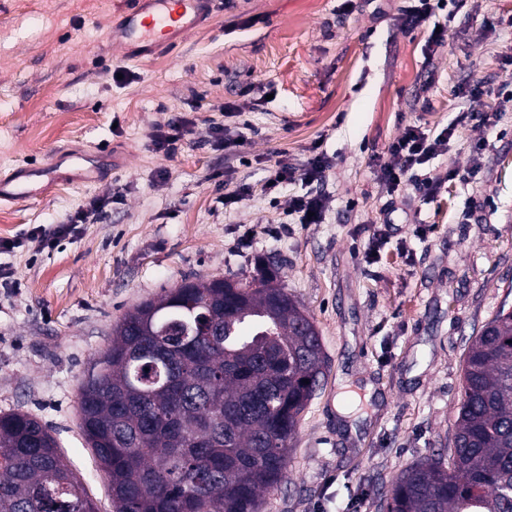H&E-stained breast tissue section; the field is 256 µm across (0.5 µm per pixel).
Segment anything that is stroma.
<instances>
[{
	"label": "stroma",
	"instance_id": "1",
	"mask_svg": "<svg viewBox=\"0 0 512 512\" xmlns=\"http://www.w3.org/2000/svg\"><path fill=\"white\" fill-rule=\"evenodd\" d=\"M130 0H0V177L60 154L101 164L98 182H61L35 201L0 203V254L20 283L0 289V413L46 424L100 512L108 482L78 426V388L140 302L183 279L248 281L258 261L314 320L327 355L320 389L290 442L288 480L262 512H381L391 481L431 449L452 445L468 343L501 305L512 306V0L437 12L447 43L424 56L428 31L339 0H230L156 52H122ZM481 85L489 123L462 118L461 87ZM234 108L235 117L224 115ZM191 123L179 150L156 153L153 134ZM458 132L425 176L443 177L422 202L414 183L388 205L374 160L404 127ZM246 126L240 154L215 149L214 124ZM481 153H473L475 144ZM334 157L321 185L324 223L290 225L308 184L264 183L279 156L313 146ZM250 187L224 211L225 172ZM121 194L97 224L40 250L25 242L93 198ZM392 235L376 263L363 257L374 225Z\"/></svg>",
	"mask_w": 512,
	"mask_h": 512
}]
</instances>
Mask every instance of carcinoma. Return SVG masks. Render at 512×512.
Instances as JSON below:
<instances>
[{"instance_id": "cac0c4a2", "label": "carcinoma", "mask_w": 512, "mask_h": 512, "mask_svg": "<svg viewBox=\"0 0 512 512\" xmlns=\"http://www.w3.org/2000/svg\"><path fill=\"white\" fill-rule=\"evenodd\" d=\"M79 388L114 512H261L320 389L319 330L269 274L183 280L139 303ZM309 383H303V380ZM384 512H512V311L465 354L453 446L408 466ZM0 512H98L31 414L0 415Z\"/></svg>"}]
</instances>
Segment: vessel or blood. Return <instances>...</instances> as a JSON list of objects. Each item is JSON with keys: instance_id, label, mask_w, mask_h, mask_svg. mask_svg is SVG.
Listing matches in <instances>:
<instances>
[{"instance_id": "obj_1", "label": "vessel or blood", "mask_w": 512, "mask_h": 512, "mask_svg": "<svg viewBox=\"0 0 512 512\" xmlns=\"http://www.w3.org/2000/svg\"><path fill=\"white\" fill-rule=\"evenodd\" d=\"M214 0H133L121 35L151 47L170 44L174 36L192 31ZM61 176L57 160L38 167L23 166L0 178V200H26L39 193L43 180Z\"/></svg>"}]
</instances>
